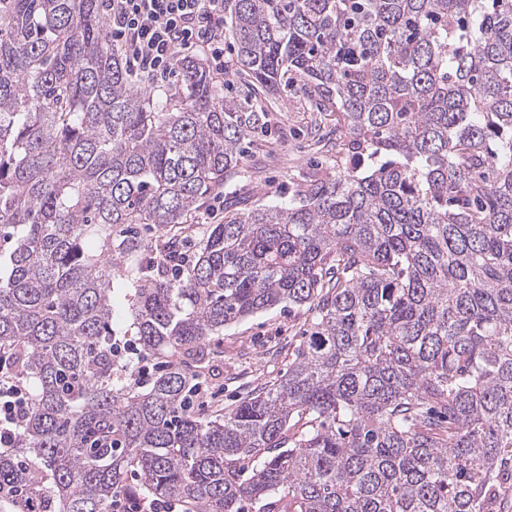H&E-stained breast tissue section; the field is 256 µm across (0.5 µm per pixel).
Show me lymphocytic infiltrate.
<instances>
[{
	"label": "lymphocytic infiltrate",
	"instance_id": "1",
	"mask_svg": "<svg viewBox=\"0 0 512 512\" xmlns=\"http://www.w3.org/2000/svg\"><path fill=\"white\" fill-rule=\"evenodd\" d=\"M112 45L131 66L160 76L179 57L202 54L224 72V0H100ZM30 398L26 388L0 378V448L10 447Z\"/></svg>",
	"mask_w": 512,
	"mask_h": 512
}]
</instances>
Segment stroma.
I'll return each mask as SVG.
<instances>
[{"instance_id":"stroma-1","label":"stroma","mask_w":512,"mask_h":512,"mask_svg":"<svg viewBox=\"0 0 512 512\" xmlns=\"http://www.w3.org/2000/svg\"><path fill=\"white\" fill-rule=\"evenodd\" d=\"M266 105L272 130L259 136L258 148L249 153L221 197L212 201L211 222H218L225 203L235 199L287 202L300 184L336 156L335 113L313 111L290 88L268 97ZM311 319L308 307L279 306L212 337L208 348L218 356L201 371L205 393L195 403L196 412L234 406L253 388L283 375Z\"/></svg>"}]
</instances>
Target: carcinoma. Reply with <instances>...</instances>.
Instances as JSON below:
<instances>
[{"mask_svg": "<svg viewBox=\"0 0 512 512\" xmlns=\"http://www.w3.org/2000/svg\"><path fill=\"white\" fill-rule=\"evenodd\" d=\"M106 27L98 0H0V369L33 389L0 507L108 512L133 472L194 512H505L512 0H224L236 96L197 58L136 87ZM294 81L348 162L208 223ZM280 305L314 312L288 372L201 418L191 362ZM126 289L120 281H114L112 288V330L122 336L128 318L125 300ZM112 348L114 349V355L119 358L127 357L128 362L133 363L137 367L135 380L138 382V379L144 380L149 375V368H147L146 364L148 363L147 356L142 354V352L135 346V344L130 339H116L113 336L112 339ZM132 355H135L136 358H133ZM136 360V362H134Z\"/></svg>", "mask_w": 512, "mask_h": 512, "instance_id": "carcinoma-1", "label": "carcinoma"}]
</instances>
